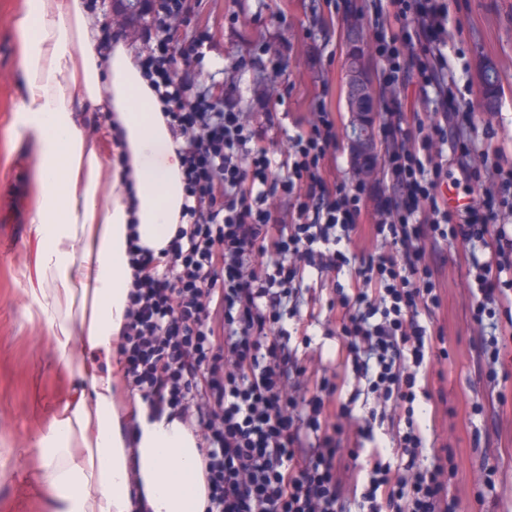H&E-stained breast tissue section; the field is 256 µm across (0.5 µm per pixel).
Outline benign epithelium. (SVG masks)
I'll return each instance as SVG.
<instances>
[{"instance_id":"7a95c632","label":"benign epithelium","mask_w":512,"mask_h":512,"mask_svg":"<svg viewBox=\"0 0 512 512\" xmlns=\"http://www.w3.org/2000/svg\"><path fill=\"white\" fill-rule=\"evenodd\" d=\"M368 48L369 44L365 34L358 28L354 29L345 62L346 96L353 129L352 145L356 146L363 142L372 149L374 148L376 113L363 112L362 92L367 82L366 54Z\"/></svg>"}]
</instances>
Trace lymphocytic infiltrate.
I'll return each mask as SVG.
<instances>
[{
    "label": "lymphocytic infiltrate",
    "instance_id": "f902f5d3",
    "mask_svg": "<svg viewBox=\"0 0 512 512\" xmlns=\"http://www.w3.org/2000/svg\"><path fill=\"white\" fill-rule=\"evenodd\" d=\"M196 0H150L137 63L180 141L182 225L166 247L131 233L134 278L120 343L124 378L151 413L198 424L207 512H459L454 456L416 416L439 345L448 277L437 248L468 253L473 316L488 323L477 367L512 362V163L493 124L477 126L449 54L443 0H372L384 100L381 174L336 179L339 133L325 95L250 119L232 80L203 79L208 31L180 34ZM434 105L420 117L412 95ZM481 155L497 179L469 160ZM477 186L448 205V165ZM336 362L311 351V326ZM366 411L354 416L357 403ZM391 448L363 450L345 432ZM393 462H386L385 453Z\"/></svg>",
    "mask_w": 512,
    "mask_h": 512
}]
</instances>
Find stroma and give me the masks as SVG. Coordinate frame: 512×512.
Here are the masks:
<instances>
[{
    "instance_id": "stroma-1",
    "label": "stroma",
    "mask_w": 512,
    "mask_h": 512,
    "mask_svg": "<svg viewBox=\"0 0 512 512\" xmlns=\"http://www.w3.org/2000/svg\"><path fill=\"white\" fill-rule=\"evenodd\" d=\"M448 30L460 54L453 60L460 91L481 100L479 73L492 67L500 84L499 98L480 107L481 120L492 122L499 137L512 140V0H446ZM18 0H0V440L15 448L31 447L51 416L63 388L56 359L44 331L24 315L30 298L25 273L33 245L28 210L35 160L26 136L9 127L20 74L16 66L13 12ZM281 5L287 21L273 17ZM329 13L326 0H202L196 23L209 25L213 47L204 65L223 69L239 88L247 112L280 106L287 112L310 111L321 84L339 117L342 146L338 176L354 186L348 163V113L344 98L347 22L310 26L312 10ZM278 49L272 66L287 63L279 79L235 72V65L263 46ZM448 357L435 385L448 400L450 412L436 423L439 438L455 453L456 470L448 478V498L465 512H512V364L500 369L496 383L475 375L470 364L475 324L472 295L465 281L449 293ZM483 413H475V405ZM0 512H45V501L31 487L26 470L0 484Z\"/></svg>"
}]
</instances>
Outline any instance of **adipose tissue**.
<instances>
[{"label": "adipose tissue", "instance_id": "adipose-tissue-1", "mask_svg": "<svg viewBox=\"0 0 512 512\" xmlns=\"http://www.w3.org/2000/svg\"><path fill=\"white\" fill-rule=\"evenodd\" d=\"M86 13L83 0H20L14 16L12 126L35 156L25 316L44 327L67 392L33 449H5L0 483L31 466L48 512H206L197 438L125 389L119 355L133 279L128 225L137 222L143 246L167 244L184 200L180 159L133 54L103 45ZM91 107L121 128L118 166L83 133ZM106 185L132 187L135 198L102 196Z\"/></svg>", "mask_w": 512, "mask_h": 512}]
</instances>
